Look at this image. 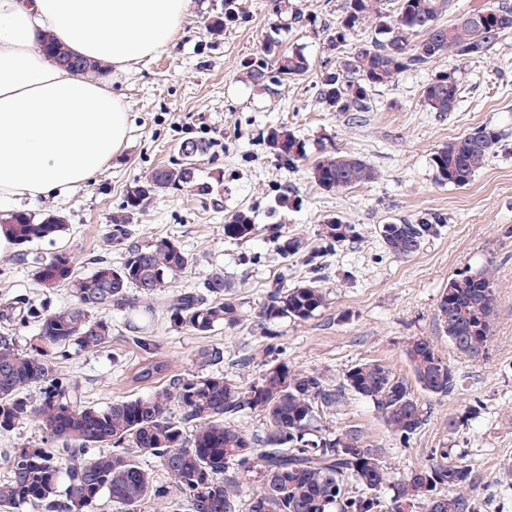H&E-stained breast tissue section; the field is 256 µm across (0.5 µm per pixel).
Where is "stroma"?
I'll use <instances>...</instances> for the list:
<instances>
[{"instance_id": "stroma-1", "label": "stroma", "mask_w": 512, "mask_h": 512, "mask_svg": "<svg viewBox=\"0 0 512 512\" xmlns=\"http://www.w3.org/2000/svg\"><path fill=\"white\" fill-rule=\"evenodd\" d=\"M343 2L298 0L304 14L318 18L317 25L305 26L275 16L269 0H243V19L216 35L210 24L220 15L222 0H193L163 52L131 71L109 74L113 92L129 112L123 152L79 188L23 201V210L67 217L54 242L35 243L29 250L43 257L65 251L82 273L90 271L97 255L120 262L123 251L107 236L127 188L154 167L176 161L184 140L210 142L199 167L205 174H222L219 203L186 190L167 192L150 197L128 223L132 241L173 240L190 259L186 271L163 288V298L201 287L220 270L241 304L238 326L206 336L171 326L165 310L157 309L148 327L173 372L198 371L200 351L216 345L224 350L219 368L227 374L244 355L262 366L273 348L290 365L334 383L364 360L383 362L409 381L413 373L405 345L411 337H428L462 382L455 395L425 397L428 419L409 443H401L373 406L351 393L321 423L332 431L360 427L369 443L383 448L394 479L428 463L435 449H448L472 465V494L481 512H512V474L504 472L512 462V32L486 55L462 64L463 94L455 112L442 116L422 101L431 75L448 67L443 57L429 71L407 73L377 88L376 111L350 120L327 111L316 97L321 73L336 65L322 28L335 25ZM271 36L284 49L302 50L310 68L264 92L241 81L239 69ZM482 125L502 135L486 166L465 187L440 184L431 165L434 151ZM278 126L307 144L308 158L296 168L282 166L264 142L268 130ZM336 152L367 161L378 179L338 192L320 189L310 178L312 162ZM239 210L249 211L256 230L247 240L226 239L224 221ZM425 212L445 217L438 236L409 258L384 251L379 225ZM336 216L357 225L360 236L331 249L318 232ZM279 233L302 237L304 252L282 257L275 242ZM312 254L318 257L313 265ZM487 264L498 284L492 338L486 355L472 359L449 344L437 303L451 278ZM313 278L328 294L317 316L263 323L259 311L270 289ZM19 295L54 309L72 301L67 289L40 288L29 266L17 263L10 251L0 255V305ZM109 317L111 344L64 366L98 404L133 394L125 380L137 360L125 339L128 315L115 309ZM452 419L460 422L454 432L448 429Z\"/></svg>"}]
</instances>
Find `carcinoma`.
<instances>
[{
	"mask_svg": "<svg viewBox=\"0 0 512 512\" xmlns=\"http://www.w3.org/2000/svg\"><path fill=\"white\" fill-rule=\"evenodd\" d=\"M453 0H394L383 11L382 0H345L336 26L326 30L330 51L343 50L361 27L374 26L371 40L336 58V68L322 72L317 98L340 114L374 111L372 92L408 72H425L439 57L461 59L488 53L500 38L512 32V0H490L486 6L444 25L440 17ZM274 15L311 26L290 0H271ZM243 14L239 0H224V12L215 17L217 34ZM42 49L62 66L89 74L103 69L78 58L45 37ZM309 60L298 50L286 52L270 36L259 50L241 62L240 78L268 89L304 74ZM462 94L460 68L450 66L425 84L423 103L447 115L456 110ZM501 139L492 127H479L454 138L432 155L436 179L462 188L486 165ZM264 142L290 168L307 158L306 142L284 127L272 128ZM209 144L186 140L182 158L160 165L126 191L122 214L112 216L108 241L124 246L118 265L104 257L81 273L72 257L58 251L29 261L25 250L16 260L32 263L33 280L42 288H66L74 303L49 310L27 298L0 309L7 326H35L23 348L14 335L0 333V433L34 421L40 441L12 449L8 476L0 480V506L32 504L38 512H96L103 499L115 512H141L158 506L164 512H237L241 478L258 479L248 512H408L424 504V512H479L470 494L476 475L463 458L451 459L448 449L437 448L431 461L393 484L382 449L364 444L362 431H329L318 425L321 413L335 412L345 391L369 402L388 430L403 443L425 425L428 408L411 386L385 364L365 360L351 366L342 381L332 385L323 374L298 370L274 357L265 361L258 377L251 359L237 363V374L220 371L174 375L156 337L128 320L129 344L140 358L128 375L144 395L114 399L98 406L87 400L81 384L58 365L81 353L98 351L112 341V323L105 313L153 314L161 288L179 277L189 257L176 242L127 243L129 215L157 193L189 189L202 199L218 195L221 174L203 178L198 158ZM311 179L325 191L371 183L377 170L359 157L332 154L319 157ZM60 213L16 211L0 218V232L22 247L53 241L65 230ZM445 219L437 213L379 226V237L389 253L409 258L424 242L440 233ZM255 225L247 211L225 221L224 237L249 238ZM357 235V228L340 217L322 225L319 236L327 246ZM279 250L288 257L304 244L297 236L277 235ZM495 279L485 267L448 281L437 303L448 342L460 354L476 359L488 349L496 301ZM318 280L268 292L260 315L265 322L280 319L306 321L326 305ZM170 324L197 335L219 328L232 329L241 317L224 273L214 272L203 288L180 291L166 306ZM416 383L431 396L456 394L461 379L432 341L414 336L405 348ZM258 416L266 425L258 438L239 425ZM157 459L164 477L146 467L142 456ZM393 488L390 500L385 490Z\"/></svg>",
	"mask_w": 512,
	"mask_h": 512,
	"instance_id": "1",
	"label": "carcinoma"
}]
</instances>
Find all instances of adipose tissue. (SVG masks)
Here are the masks:
<instances>
[{
  "mask_svg": "<svg viewBox=\"0 0 512 512\" xmlns=\"http://www.w3.org/2000/svg\"><path fill=\"white\" fill-rule=\"evenodd\" d=\"M191 0H0V206L81 186L126 145L109 79L50 62L48 35L124 72L165 49Z\"/></svg>",
  "mask_w": 512,
  "mask_h": 512,
  "instance_id": "ef3b65f1",
  "label": "adipose tissue"
}]
</instances>
